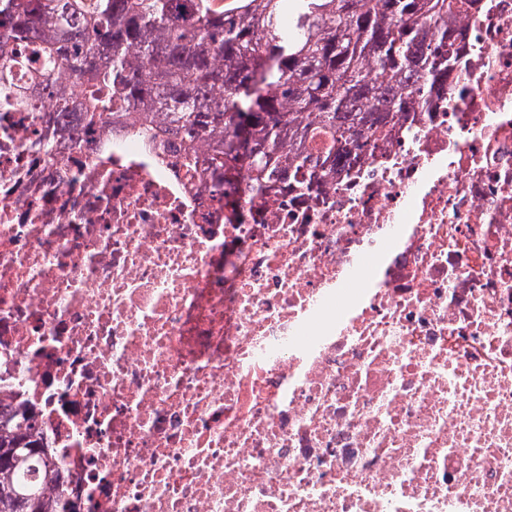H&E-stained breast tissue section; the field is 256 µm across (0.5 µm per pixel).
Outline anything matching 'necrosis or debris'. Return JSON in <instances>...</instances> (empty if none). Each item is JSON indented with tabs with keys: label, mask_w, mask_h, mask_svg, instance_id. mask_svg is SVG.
Returning a JSON list of instances; mask_svg holds the SVG:
<instances>
[{
	"label": "necrosis or debris",
	"mask_w": 512,
	"mask_h": 512,
	"mask_svg": "<svg viewBox=\"0 0 512 512\" xmlns=\"http://www.w3.org/2000/svg\"><path fill=\"white\" fill-rule=\"evenodd\" d=\"M335 174L216 195L176 140L0 104V403L78 512H512V0Z\"/></svg>",
	"instance_id": "obj_1"
}]
</instances>
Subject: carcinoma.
Wrapping results in <instances>:
<instances>
[{"instance_id":"obj_1","label":"carcinoma","mask_w":512,"mask_h":512,"mask_svg":"<svg viewBox=\"0 0 512 512\" xmlns=\"http://www.w3.org/2000/svg\"><path fill=\"white\" fill-rule=\"evenodd\" d=\"M0 0V102L34 106L22 63L50 98L56 156L140 114L178 139L214 186L247 171L256 195L288 168L326 177L359 139L399 124L448 79L454 20L478 0ZM81 88V96L73 89ZM26 411L0 405V512H74L63 465Z\"/></svg>"}]
</instances>
